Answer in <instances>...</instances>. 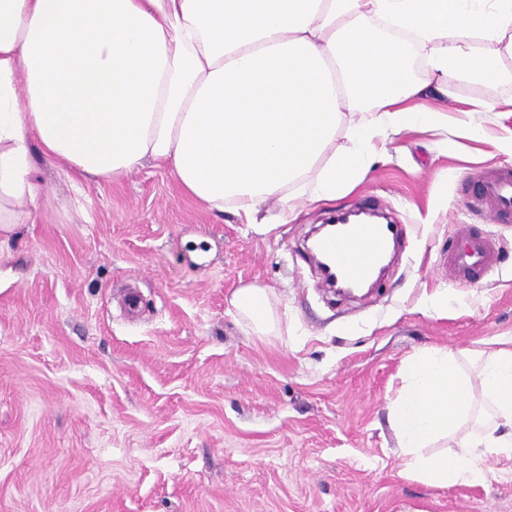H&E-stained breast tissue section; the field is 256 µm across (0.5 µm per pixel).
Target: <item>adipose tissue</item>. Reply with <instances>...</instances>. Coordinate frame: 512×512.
<instances>
[{
    "label": "adipose tissue",
    "mask_w": 512,
    "mask_h": 512,
    "mask_svg": "<svg viewBox=\"0 0 512 512\" xmlns=\"http://www.w3.org/2000/svg\"><path fill=\"white\" fill-rule=\"evenodd\" d=\"M507 39L512 0H0V232L32 222L39 155L103 179L160 163L210 210L269 233L296 200L361 183L385 136L447 135V111L426 101L452 83L511 86ZM410 41L427 50L419 77ZM231 305L252 335H279L264 289ZM470 357V375L445 349L405 364L390 422L411 478L475 483L487 457L512 459V342ZM476 384L489 413L436 452L473 418Z\"/></svg>",
    "instance_id": "ef3b65f1"
}]
</instances>
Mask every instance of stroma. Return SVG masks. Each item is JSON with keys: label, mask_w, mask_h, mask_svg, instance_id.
<instances>
[{"label": "stroma", "mask_w": 512, "mask_h": 512, "mask_svg": "<svg viewBox=\"0 0 512 512\" xmlns=\"http://www.w3.org/2000/svg\"><path fill=\"white\" fill-rule=\"evenodd\" d=\"M469 119L487 139L387 137L362 183L297 201L266 235L153 161L74 183L37 159L39 215L0 249V512H512V460L487 459L483 483L430 486L403 475L388 422L413 352L512 339V221L470 203L482 171L512 167L496 143L512 115ZM366 196L404 235L371 295L340 297L304 242ZM462 225L503 259L464 289L438 267ZM250 284L286 333L246 332L230 300ZM442 289L447 308L427 312Z\"/></svg>", "instance_id": "35a3bbf8"}]
</instances>
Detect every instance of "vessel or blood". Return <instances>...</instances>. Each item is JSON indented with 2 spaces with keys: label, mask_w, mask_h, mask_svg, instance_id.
Wrapping results in <instances>:
<instances>
[{
  "label": "vessel or blood",
  "mask_w": 512,
  "mask_h": 512,
  "mask_svg": "<svg viewBox=\"0 0 512 512\" xmlns=\"http://www.w3.org/2000/svg\"><path fill=\"white\" fill-rule=\"evenodd\" d=\"M474 202L486 206L495 219L512 220V168L482 172L476 181ZM403 233L400 224H337L318 238L315 253L339 285L357 287L372 283L376 269ZM458 243L441 255L438 267L459 288L471 286L500 262L498 250L485 237L459 230Z\"/></svg>",
  "instance_id": "b4317fda"
}]
</instances>
